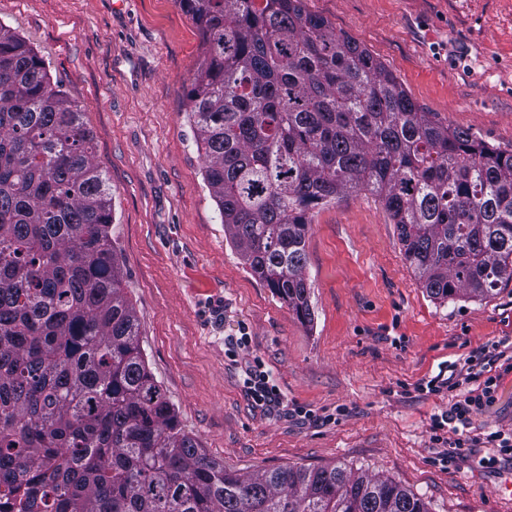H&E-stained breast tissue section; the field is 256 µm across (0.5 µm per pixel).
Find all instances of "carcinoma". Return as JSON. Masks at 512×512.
Listing matches in <instances>:
<instances>
[{
  "label": "carcinoma",
  "mask_w": 512,
  "mask_h": 512,
  "mask_svg": "<svg viewBox=\"0 0 512 512\" xmlns=\"http://www.w3.org/2000/svg\"><path fill=\"white\" fill-rule=\"evenodd\" d=\"M203 59L186 88L204 180L239 258L303 323L309 214L376 197L429 296L512 283V152L418 110L302 0H177ZM93 137L0 23V512H431L345 465L224 469L148 369Z\"/></svg>",
  "instance_id": "1"
}]
</instances>
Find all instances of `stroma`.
<instances>
[{"label": "stroma", "instance_id": "stroma-1", "mask_svg": "<svg viewBox=\"0 0 512 512\" xmlns=\"http://www.w3.org/2000/svg\"><path fill=\"white\" fill-rule=\"evenodd\" d=\"M389 69L419 111L512 152V0H303ZM78 102L105 170L128 298L147 364L179 425L242 474L340 463L394 479L432 512H512V459L484 448L438 464L423 391L481 355L497 397L475 426L512 428V284L439 302L405 261L381 203L351 194L306 238L314 319L301 323L239 259L204 181L185 89L200 32L176 0H0ZM247 332L282 410L255 406L227 337Z\"/></svg>", "mask_w": 512, "mask_h": 512}]
</instances>
